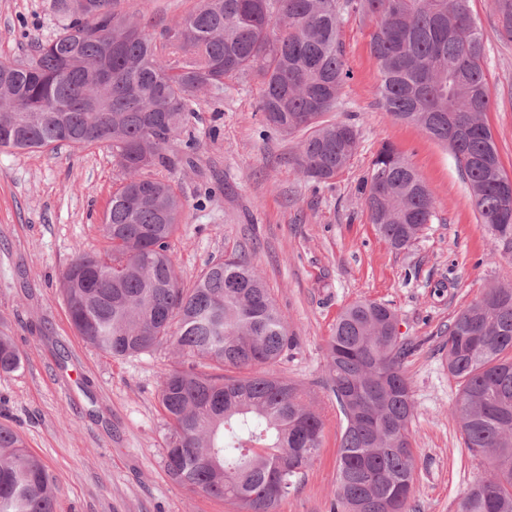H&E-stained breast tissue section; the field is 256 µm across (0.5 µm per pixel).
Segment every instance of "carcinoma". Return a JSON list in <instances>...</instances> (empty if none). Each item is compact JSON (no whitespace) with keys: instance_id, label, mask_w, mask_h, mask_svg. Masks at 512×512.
Wrapping results in <instances>:
<instances>
[{"instance_id":"cac0c4a2","label":"carcinoma","mask_w":512,"mask_h":512,"mask_svg":"<svg viewBox=\"0 0 512 512\" xmlns=\"http://www.w3.org/2000/svg\"><path fill=\"white\" fill-rule=\"evenodd\" d=\"M119 0H55L56 33L28 65L0 61V149L107 145L124 173L103 224L111 250L82 253L62 273L76 332L114 357L162 344L217 373L174 368L161 380L170 419L165 467L181 487L275 512L319 456L323 420L292 381L255 368L291 345L288 322L263 278L229 255L191 288L180 285L170 241L186 203L171 179L192 163V137L172 149L203 95L219 107L224 80L250 76L264 121L298 143L303 176L328 183L359 148L351 124H324L350 77L338 40L341 10L373 23L379 101L393 119L446 144L482 223L512 243V191L483 116L491 96L471 0H200L155 37L116 11ZM512 38V0H492ZM371 223L396 249L411 247L435 217L429 187L384 144L361 186ZM383 303L345 308L327 346V371L346 425L337 459L336 508L409 512L415 492L414 402L403 369L410 346L391 335ZM462 383L451 407L484 476L457 512H512V287H491L460 312L444 344ZM20 352L0 334V374ZM238 375L226 377L224 370ZM0 512H56L54 481L19 435L0 426Z\"/></svg>"}]
</instances>
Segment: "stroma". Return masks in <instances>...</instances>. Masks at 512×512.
I'll list each match as a JSON object with an SVG mask.
<instances>
[{
  "instance_id": "stroma-1",
  "label": "stroma",
  "mask_w": 512,
  "mask_h": 512,
  "mask_svg": "<svg viewBox=\"0 0 512 512\" xmlns=\"http://www.w3.org/2000/svg\"><path fill=\"white\" fill-rule=\"evenodd\" d=\"M198 3L122 0L121 11L147 14L156 36ZM470 7L492 97L485 121L512 177V39L491 0ZM57 24L54 0H0V60L32 59L35 41ZM371 30L357 11L340 17L351 76L325 119L355 125L359 149L335 180L318 184L298 173L297 136L264 126L259 86L248 77L226 80L219 110L201 102L189 129L195 165L172 175L188 203L171 240L184 285L225 254H245L294 338L264 370L303 386L324 419L318 458L277 512H333L344 418L327 373V342L339 313L358 301L394 309L411 347L403 360L415 405L410 512H455L459 494L486 470L450 411L461 387L441 345L457 314L485 289L512 286V249L482 223L450 150L382 109ZM386 142L435 200L433 223L406 250L378 234L358 190ZM122 177L105 146L0 150V331L22 354L20 369L0 377V424L14 428L55 478L56 512H238L232 502L177 485L164 464L169 429L160 382L191 359L167 344L118 358L86 343L71 324L61 275L78 254L108 249L102 224Z\"/></svg>"
}]
</instances>
